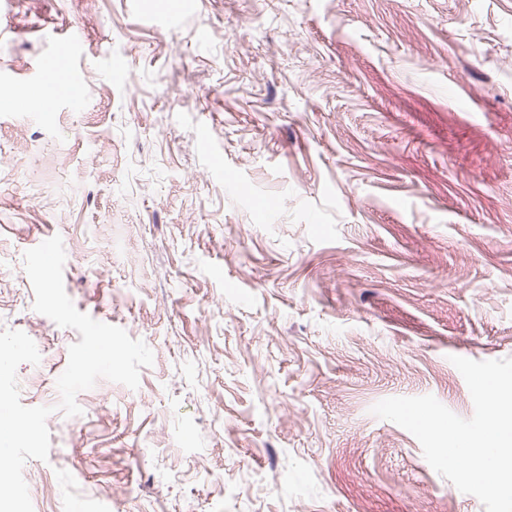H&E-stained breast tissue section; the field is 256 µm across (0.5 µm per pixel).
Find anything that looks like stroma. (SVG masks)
Instances as JSON below:
<instances>
[{
  "mask_svg": "<svg viewBox=\"0 0 512 512\" xmlns=\"http://www.w3.org/2000/svg\"><path fill=\"white\" fill-rule=\"evenodd\" d=\"M74 33L79 103L31 107ZM56 235L154 354L75 417L23 264ZM3 330L53 409L34 512H485L370 409L471 417L450 356L512 357V0H0Z\"/></svg>",
  "mask_w": 512,
  "mask_h": 512,
  "instance_id": "35a3bbf8",
  "label": "stroma"
}]
</instances>
